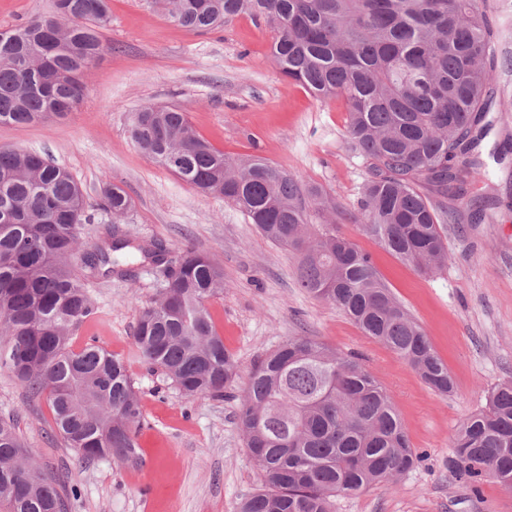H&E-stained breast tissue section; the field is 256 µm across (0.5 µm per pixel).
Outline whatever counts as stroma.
Masks as SVG:
<instances>
[{
    "mask_svg": "<svg viewBox=\"0 0 512 512\" xmlns=\"http://www.w3.org/2000/svg\"><path fill=\"white\" fill-rule=\"evenodd\" d=\"M107 46L85 71V98L62 119L0 125V146L32 150L67 169L95 209L83 230L92 248L112 217L100 209L103 183L123 188L133 208L120 227L128 237L163 247L169 258L190 246L224 270V292L207 307L238 362L228 396L190 400L171 383L131 364L143 410L138 442L143 462L83 461L66 447L45 400L34 399L0 368V418L14 422L33 460L77 495L68 512H237L260 487L259 470L237 426L253 364L292 336H312L359 358L393 397L423 461L395 484L337 496L335 512H512V490L492 479L471 488L450 461L457 426L486 405L494 384L512 377V0H485L499 59L494 125L479 152L484 166L468 198L492 207L485 222L446 225L451 260L433 276L417 273L361 226L342 233L372 257L379 274L423 327L455 380L433 392L383 344L365 336L335 306L301 288L297 258L264 238L222 198L198 194L131 142L132 112L176 105L197 132L234 157H261L296 172L343 207L356 208L368 164L346 134L344 99H314L285 77L264 22L240 16L224 28L190 32L153 0H111ZM163 279L143 263L131 276L98 280L97 312L71 344L98 339L126 355L142 307Z\"/></svg>",
    "mask_w": 512,
    "mask_h": 512,
    "instance_id": "35a3bbf8",
    "label": "stroma"
}]
</instances>
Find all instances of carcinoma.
<instances>
[{"label": "carcinoma", "instance_id": "cac0c4a2", "mask_svg": "<svg viewBox=\"0 0 512 512\" xmlns=\"http://www.w3.org/2000/svg\"><path fill=\"white\" fill-rule=\"evenodd\" d=\"M190 32L240 15L274 31L285 76L318 100L342 97L347 136L367 161L359 210L273 163L224 154L177 106H144L128 133L152 162L197 192L237 207L298 258L301 287L409 364L439 394L454 388L448 366L380 277L370 254L342 234L351 220L421 273L448 265L441 225L455 219L480 174L473 157L497 95L492 32L481 0H161ZM109 0H53V10L0 31V124H30L75 111L81 74L100 56ZM112 225L79 253L93 223L74 177L39 153L0 146V368L43 397L66 446L84 460L142 462V406L124 357L94 340L70 341L95 314L91 280L131 275L150 260L166 288L144 306L133 353L190 398L224 397L237 375L206 307L224 292V270L193 247L165 264L160 249L119 227L132 206L105 184ZM262 489L240 512H333V498L393 483L422 458L393 398L356 360L311 336H295L254 364L238 411ZM453 465L471 483L512 489V379L452 436ZM66 489L33 465L0 420V512H66Z\"/></svg>", "mask_w": 512, "mask_h": 512}]
</instances>
